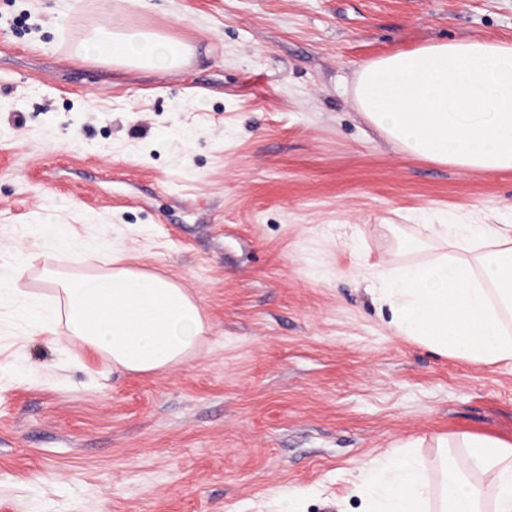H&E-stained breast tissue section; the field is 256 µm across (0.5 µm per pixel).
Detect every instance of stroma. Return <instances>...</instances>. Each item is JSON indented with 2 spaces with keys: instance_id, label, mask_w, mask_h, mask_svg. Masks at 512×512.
<instances>
[{
  "instance_id": "35a3bbf8",
  "label": "stroma",
  "mask_w": 512,
  "mask_h": 512,
  "mask_svg": "<svg viewBox=\"0 0 512 512\" xmlns=\"http://www.w3.org/2000/svg\"><path fill=\"white\" fill-rule=\"evenodd\" d=\"M0 0V239L51 303L45 216L167 276L208 324L163 371L48 344L0 306V512H357L359 462L468 431L512 441V361L392 336L352 262L398 231L512 221V172L388 146L349 88L369 59L512 41V0ZM120 16L194 47L148 72L75 61Z\"/></svg>"
}]
</instances>
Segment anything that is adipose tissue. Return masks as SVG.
I'll list each match as a JSON object with an SVG mask.
<instances>
[{"instance_id": "obj_1", "label": "adipose tissue", "mask_w": 512, "mask_h": 512, "mask_svg": "<svg viewBox=\"0 0 512 512\" xmlns=\"http://www.w3.org/2000/svg\"><path fill=\"white\" fill-rule=\"evenodd\" d=\"M189 47L167 35L93 27L72 50L80 60L152 70L181 68ZM359 113L411 156L462 169L512 171V43H429L363 62L350 88ZM40 251L67 264L46 268L43 305L23 267L0 262V302L40 326L52 344L77 340L112 366L148 373L195 352L206 325L171 279L130 267L86 272L75 241L45 225ZM400 256L365 273L393 336L474 364L512 361V224H421ZM439 467L397 451L357 468L361 512H512V442L460 432L438 439Z\"/></svg>"}]
</instances>
